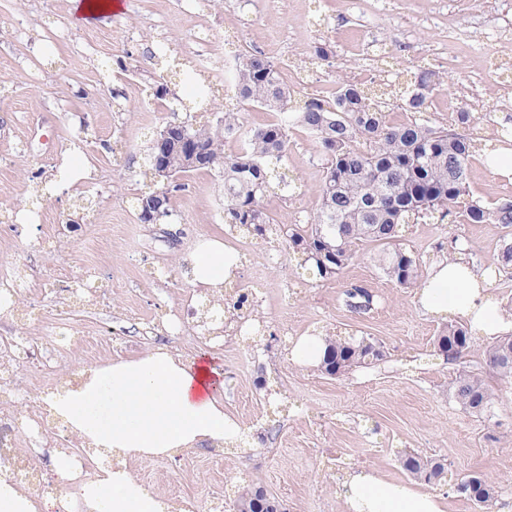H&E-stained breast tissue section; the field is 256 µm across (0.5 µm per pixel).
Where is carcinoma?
I'll use <instances>...</instances> for the list:
<instances>
[{"mask_svg": "<svg viewBox=\"0 0 512 512\" xmlns=\"http://www.w3.org/2000/svg\"><path fill=\"white\" fill-rule=\"evenodd\" d=\"M189 101L209 105L210 88L197 82L194 69L179 70ZM436 73H413L412 88L402 92L405 111H426L427 97ZM224 86L240 100L286 117L281 122L248 131L241 152L224 154V138L240 131L238 114L228 111L216 124H185L186 135L208 154L197 171H215L224 177V223L243 232H267L270 224L261 202L271 188L270 165L281 160L288 148L289 126L303 127L317 140L326 164L320 187V206L313 221L294 225L289 244L322 280L337 277L356 257L357 247L373 242L381 247L379 269L398 288L420 282L423 260L397 246L402 225L410 221L452 217L462 224H497L510 233L503 237L501 259L512 266V200L487 204L473 198L467 172L474 157L472 140L453 129L436 128L412 119L389 125L375 89L343 83L331 101L310 98L301 108L283 99L285 88L276 65L263 56L237 55L224 78ZM345 304L357 313H369L381 299L358 286L344 293ZM327 351L321 369L330 376L379 361L382 346L370 339L326 337ZM456 347V356L468 349V336L460 325L448 324L435 338V346ZM488 372L512 380V336L486 346ZM450 397L464 409L484 414L494 395L476 374H461L449 384ZM402 468L426 483L441 480L444 464L417 453L400 456ZM476 491L484 501L494 499L495 487L477 474L460 487ZM234 512H270L264 489L247 486L233 504Z\"/></svg>", "mask_w": 512, "mask_h": 512, "instance_id": "1", "label": "carcinoma"}]
</instances>
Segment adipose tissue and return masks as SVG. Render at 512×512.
<instances>
[{
    "mask_svg": "<svg viewBox=\"0 0 512 512\" xmlns=\"http://www.w3.org/2000/svg\"><path fill=\"white\" fill-rule=\"evenodd\" d=\"M194 286L222 288L237 264L222 240H199L188 256ZM423 310L461 317L472 331L495 339L512 331L487 277L463 253L431 270L419 292ZM224 381L212 352L185 359L156 348L135 359L86 370L79 385H62L44 399L51 416L106 458L83 495L85 512H167L168 505L138 482L128 463L235 438L240 428L224 412ZM341 496L348 512H444L441 497L403 486L372 470L349 475Z\"/></svg>",
    "mask_w": 512,
    "mask_h": 512,
    "instance_id": "adipose-tissue-1",
    "label": "adipose tissue"
}]
</instances>
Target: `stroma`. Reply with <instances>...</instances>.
Wrapping results in <instances>:
<instances>
[{"label":"stroma","instance_id":"stroma-1","mask_svg":"<svg viewBox=\"0 0 512 512\" xmlns=\"http://www.w3.org/2000/svg\"><path fill=\"white\" fill-rule=\"evenodd\" d=\"M69 0H0V266L28 265L44 277L60 268L72 278L85 273L84 234L98 226L103 262L90 285L102 289L98 308L82 301L62 304L52 295L27 296L13 320L0 316V336L40 342L42 326L66 318L78 328L111 326V354L73 353L64 376L111 359L141 356L164 346L185 358L204 350L201 341L168 335L170 315L182 311L192 292L185 258L203 237L223 239L239 255L224 297L235 282L264 270L260 294L224 320L217 362L224 374V411L242 429L211 460L207 445L131 463V470L163 497L206 500L224 490L225 506L259 481L284 512H346L339 494L344 477L374 470L385 479L413 485L399 462L402 450L435 457L446 468L427 492L445 501L446 512H512V382L488 384L496 401L492 416L461 408L448 383L462 373L485 374L486 339L471 337L468 350L449 360L434 346L444 320L424 313L416 289L389 282L378 268L376 244L360 246L354 261L333 279L300 266L288 247L291 225L311 222L319 207L325 160L315 138L301 127L289 131L288 149L275 167L262 205L275 234L231 232L224 222V194L217 173L185 176L171 193L170 218L138 224V194L155 189L145 174L149 140L161 126L216 121L239 112L245 130L278 121V113L242 103L221 83L224 65L238 54L263 55L287 64L282 81L294 104L311 97L332 100L346 82L391 84L383 96L389 123L409 120L400 88L428 67L438 81L422 118L435 127L454 125L469 112L459 133L484 143L505 122L504 91L512 92V37L488 41L480 23L512 30V12L500 0H122L117 15L76 22ZM382 44L370 46L372 33ZM331 50L329 64L311 63L318 44ZM209 59L200 79L212 90L207 110L186 105L187 90L172 73ZM165 75L167 94L151 93ZM79 148L89 176L74 193L58 192L60 158ZM474 196L492 203L512 200V183L482 159L468 170ZM138 224L134 236L104 223L106 214ZM503 231L495 224L420 220L405 225L401 248L433 265L468 250L476 265L494 270L491 291L512 307V266L499 269ZM367 288L382 299L366 315L349 311L344 292ZM302 336L367 337L380 343L383 360L331 377L294 362L293 339ZM496 489L485 505L460 493L471 474Z\"/></svg>","mask_w":512,"mask_h":512}]
</instances>
